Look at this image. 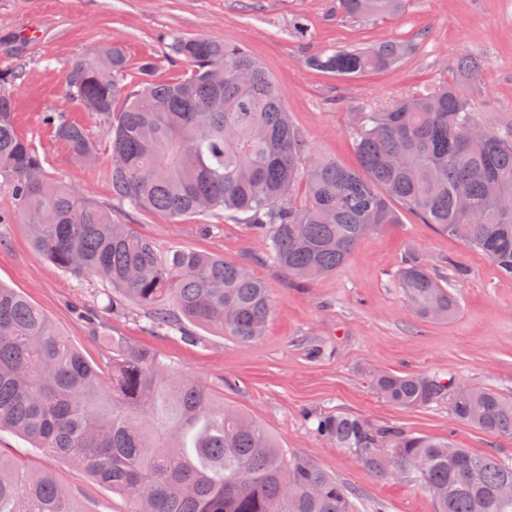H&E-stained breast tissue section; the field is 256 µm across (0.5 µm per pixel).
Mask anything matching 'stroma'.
<instances>
[{"instance_id": "obj_1", "label": "stroma", "mask_w": 512, "mask_h": 512, "mask_svg": "<svg viewBox=\"0 0 512 512\" xmlns=\"http://www.w3.org/2000/svg\"><path fill=\"white\" fill-rule=\"evenodd\" d=\"M332 0H0V70L18 69L14 122L44 161L48 176L81 197L111 207L160 248L207 252L243 264L262 279L271 315L263 337L241 343L206 328L193 341L153 332L144 315L114 316L110 289L79 281L36 256L28 224H0V283L40 307L92 364L111 356L106 339L160 354L184 378L209 385L217 399L241 409L299 456L345 484L357 512H436L434 497L406 475H380L353 453L319 436L312 416L344 413L376 425L448 439L477 455L512 465V438L493 436L454 419L447 404L405 409L371 389L382 371L436 375L457 386H479L512 397V277L481 253L402 212L401 221L370 233L335 272L303 281L288 275L264 241L246 225L224 218L201 232L194 219L135 211L113 199L110 150L104 128L68 98L70 62L113 44L126 59V81L137 84L139 66L152 60V78L174 82L187 73L171 63L162 33L178 31L240 44L265 67L278 87L293 126L314 156L355 168L357 124L418 89L457 81L454 62L480 57L481 70L460 88L485 126L512 124V0H406L392 17L352 20L335 16ZM385 40L407 45L394 67L339 76L309 64L311 56L368 47ZM56 110L84 127L98 146L96 159L74 161L43 124ZM417 256L451 281L459 309L446 321L420 316L399 287L405 259ZM466 269L456 278L455 267ZM96 312V323L80 311ZM318 346L322 358L309 359ZM0 456L26 469L52 472L88 512H128L129 504L92 483L70 464L35 451L20 437L0 435Z\"/></svg>"}]
</instances>
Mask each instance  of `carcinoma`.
<instances>
[{"mask_svg":"<svg viewBox=\"0 0 512 512\" xmlns=\"http://www.w3.org/2000/svg\"><path fill=\"white\" fill-rule=\"evenodd\" d=\"M336 14L364 19L399 13L406 0H335ZM170 60L188 66L176 82L124 83L121 48L74 59L67 95L109 139L112 196L133 210L173 219L228 216L261 236L288 274L312 280L335 271L371 231L399 223L394 203L481 253L512 277V125L479 124L458 85L402 96L363 113L354 146L359 168L317 158L288 119L275 82L242 45L162 35ZM406 47L384 41L311 58L319 69L361 75L397 64ZM481 60L459 59L461 77ZM17 71H0V189L32 234L38 257L77 279L112 289V314L128 304L150 327L190 335L188 325L239 342L260 338L271 312L268 288L243 266L189 249L164 251L105 207L48 179L38 151L14 124ZM124 98L122 111L113 110ZM42 122L73 159L97 155L85 129L63 113ZM306 180L299 204L294 192ZM398 283L419 315L447 319L458 308L448 284L416 257ZM372 389L403 408L448 401L453 418L512 436V399L483 387H454L423 374L376 373ZM67 461L126 499L129 512H356L348 488L288 451L213 390L176 376L156 352L112 340V359L94 366L47 314L0 283V432ZM316 432L377 473L407 471L434 496L437 512H512V465L446 439L375 427L344 414L317 418ZM388 448L391 457L379 453ZM0 512H83L47 470H22L0 456Z\"/></svg>","mask_w":512,"mask_h":512,"instance_id":"cac0c4a2","label":"carcinoma"}]
</instances>
